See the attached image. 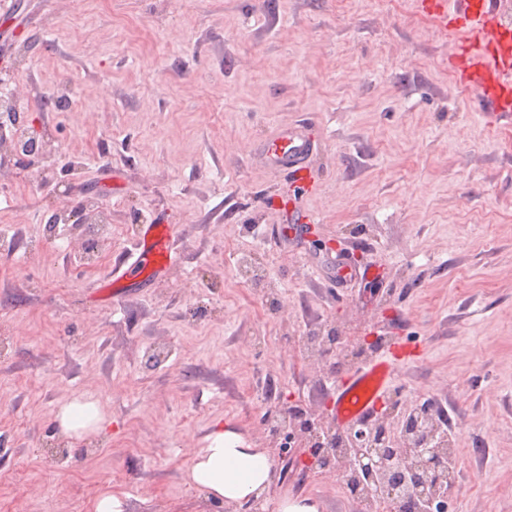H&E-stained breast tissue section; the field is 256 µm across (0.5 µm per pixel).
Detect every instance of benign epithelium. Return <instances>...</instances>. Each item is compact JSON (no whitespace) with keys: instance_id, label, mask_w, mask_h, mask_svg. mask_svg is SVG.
Returning <instances> with one entry per match:
<instances>
[{"instance_id":"benign-epithelium-1","label":"benign epithelium","mask_w":512,"mask_h":512,"mask_svg":"<svg viewBox=\"0 0 512 512\" xmlns=\"http://www.w3.org/2000/svg\"><path fill=\"white\" fill-rule=\"evenodd\" d=\"M317 340L319 359L334 357L338 363L377 346L367 339L350 349L334 326ZM273 431L309 444L315 466L335 474L359 500L372 496L391 512H399L408 501L414 512H448L455 469L447 444L438 435V418L429 410L400 412L391 406L371 425L344 432L322 414L287 409Z\"/></svg>"}]
</instances>
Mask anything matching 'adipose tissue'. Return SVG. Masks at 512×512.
<instances>
[{
    "label": "adipose tissue",
    "mask_w": 512,
    "mask_h": 512,
    "mask_svg": "<svg viewBox=\"0 0 512 512\" xmlns=\"http://www.w3.org/2000/svg\"><path fill=\"white\" fill-rule=\"evenodd\" d=\"M103 423V415L92 402L73 400L59 410V426L68 435L97 431ZM272 475L273 461L264 450L246 447L235 433L220 425L206 437L187 469L188 482L206 498L233 503L262 498Z\"/></svg>",
    "instance_id": "1"
}]
</instances>
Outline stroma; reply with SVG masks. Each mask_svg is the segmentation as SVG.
Wrapping results in <instances>:
<instances>
[{
    "instance_id": "35a3bbf8",
    "label": "stroma",
    "mask_w": 512,
    "mask_h": 512,
    "mask_svg": "<svg viewBox=\"0 0 512 512\" xmlns=\"http://www.w3.org/2000/svg\"><path fill=\"white\" fill-rule=\"evenodd\" d=\"M0 72L43 158H0V512H251L185 481L215 421L271 455L265 512L310 497L361 512L336 475L280 452L268 419L329 408L332 360L298 339L416 344L392 399L431 404L458 439L448 512H512V123L448 63L420 0H8ZM302 122L317 194L254 149ZM112 166L102 176L99 164ZM92 202L112 235L82 266ZM319 218L296 233L284 206ZM185 232L154 288L102 300L136 224ZM256 253L250 287L233 256ZM356 257L376 279L340 283ZM104 430L62 433L71 399Z\"/></svg>"
}]
</instances>
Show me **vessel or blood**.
Wrapping results in <instances>:
<instances>
[{"instance_id": "b4317fda", "label": "vessel or blood", "mask_w": 512, "mask_h": 512, "mask_svg": "<svg viewBox=\"0 0 512 512\" xmlns=\"http://www.w3.org/2000/svg\"><path fill=\"white\" fill-rule=\"evenodd\" d=\"M428 7L440 28H447L452 13L466 25L467 35L450 61L461 83L486 103L492 120L511 118L512 27L503 23L492 0H430ZM319 148L307 125H289L264 139L256 148L254 159L262 167L284 173L288 179L305 182ZM182 246L176 225L157 221L140 225L122 259L114 265L106 287L125 282L151 287L168 275ZM413 355L412 346L391 347L336 380L330 398L331 421L342 430L371 424L393 387L395 357Z\"/></svg>"}]
</instances>
